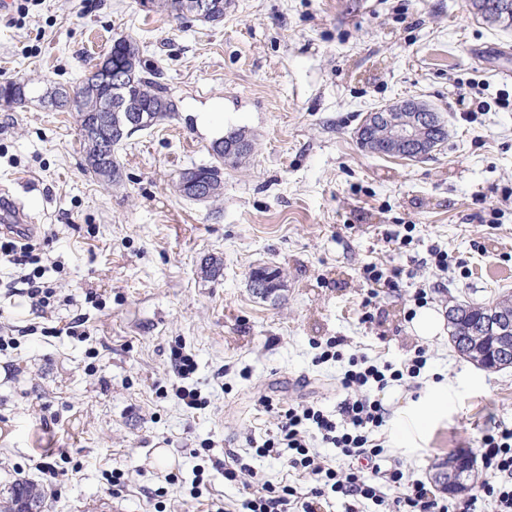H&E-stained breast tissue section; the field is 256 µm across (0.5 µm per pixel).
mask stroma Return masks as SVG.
Returning <instances> with one entry per match:
<instances>
[{"label": "stroma", "instance_id": "obj_1", "mask_svg": "<svg viewBox=\"0 0 512 512\" xmlns=\"http://www.w3.org/2000/svg\"><path fill=\"white\" fill-rule=\"evenodd\" d=\"M231 3L218 24L147 13L137 0H42L0 21V81L76 84L124 36L159 65L179 107L117 147L111 185L86 169L76 113L36 101L0 109V188L37 224L43 280L56 290L35 310L11 291L18 269L0 266V332L13 339L0 349V499L26 482L45 490L44 512H235L237 484L210 467L195 478L194 450L235 451L263 480L288 481L247 443L276 428L259 400L336 412L348 362L316 359L333 336L396 364L426 349L418 387L378 394L395 413L434 384L448 390L447 416L414 450L392 426L380 432L386 462L415 478L473 451L489 420L512 427V367H477L449 335L418 336L410 314L422 288L442 313L512 295V106L496 103L512 95L499 74L512 29L486 24L467 0ZM409 98L447 122V142L424 161L365 151V114ZM203 112L255 142L225 165L215 202L175 188L182 170L214 161ZM391 230L405 243L386 242ZM434 245L452 256L447 270L426 267ZM370 262L404 274L364 324ZM258 267L281 271L277 296L252 293ZM177 344L195 359L204 408L174 395ZM47 456L56 477L39 468Z\"/></svg>", "mask_w": 512, "mask_h": 512}]
</instances>
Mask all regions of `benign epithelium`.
Segmentation results:
<instances>
[{
  "label": "benign epithelium",
  "instance_id": "1",
  "mask_svg": "<svg viewBox=\"0 0 512 512\" xmlns=\"http://www.w3.org/2000/svg\"><path fill=\"white\" fill-rule=\"evenodd\" d=\"M214 8L213 0H186L183 15L197 19L209 14ZM91 74L97 76L99 92L95 113H83L79 117V128L85 137H92L101 144L99 160H107L112 153V141H122L137 131L151 127L145 111L127 112L121 120H112V113L123 111L126 103L130 78L126 72L112 67V57H101L92 67ZM81 93L68 86H58L41 95L42 102L55 110L73 109ZM439 118L427 104L416 100H404L385 108L373 110L365 115L359 128V138L377 154L390 151L399 155L425 157L433 149L425 140L426 126L438 124ZM386 125L388 137L377 141L373 131L379 125ZM182 184L190 192L205 198L209 187L205 175L198 168L186 169L180 173Z\"/></svg>",
  "mask_w": 512,
  "mask_h": 512
}]
</instances>
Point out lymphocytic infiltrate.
Returning a JSON list of instances; mask_svg holds the SVG:
<instances>
[{"mask_svg": "<svg viewBox=\"0 0 512 512\" xmlns=\"http://www.w3.org/2000/svg\"><path fill=\"white\" fill-rule=\"evenodd\" d=\"M0 262L23 270L22 281L33 303L49 304L52 288L41 285V259L33 245L12 235L0 236ZM424 351H416L403 367L392 363H369L367 356L350 355L349 367L340 379L345 397L337 415L326 414L318 406L291 402L274 406L262 400L265 411L277 414L276 429L268 434L255 453L283 461L289 471L305 478L306 486L288 482L272 485L262 481L255 469L238 454L214 459L215 470L225 481L242 486L245 496L238 512H328L332 498H341L345 512H361L365 502L381 506L384 512H476V505L491 498L495 512H512V428L481 435L476 453L488 476L476 492L460 494L448 502L436 497L427 483L410 476L402 467L387 469L377 465L384 447L375 434L389 416L375 393L389 381L415 379L425 367ZM332 446L343 456L372 461L371 470L355 467L339 470L326 456L314 451V442Z\"/></svg>", "mask_w": 512, "mask_h": 512, "instance_id": "f902f5d3", "label": "lymphocytic infiltrate"}]
</instances>
